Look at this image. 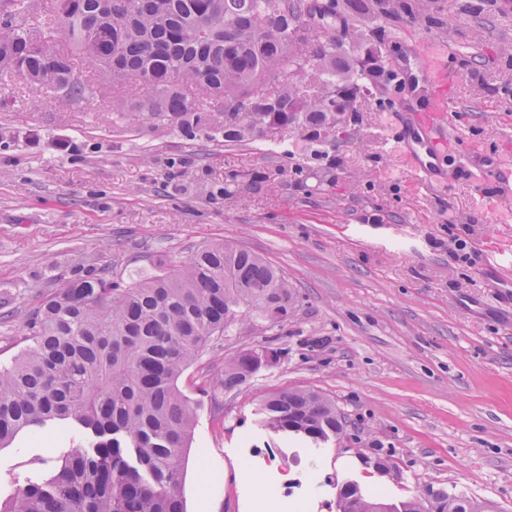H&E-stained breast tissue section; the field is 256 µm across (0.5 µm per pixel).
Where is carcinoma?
Listing matches in <instances>:
<instances>
[{
	"instance_id": "cac0c4a2",
	"label": "carcinoma",
	"mask_w": 512,
	"mask_h": 512,
	"mask_svg": "<svg viewBox=\"0 0 512 512\" xmlns=\"http://www.w3.org/2000/svg\"><path fill=\"white\" fill-rule=\"evenodd\" d=\"M437 0H345L346 28L359 41L371 24L403 12L441 22ZM60 23L98 66L106 85L140 78L147 101L126 113L137 123L177 126L194 138L210 124L224 142H271L276 127L314 139L353 111L363 83L386 87L382 47L360 67L341 54L336 11L323 0H56ZM0 69L80 103L85 85L70 60L27 32L0 36ZM222 101L210 119L186 89ZM126 282L100 268L42 297L25 320L20 350L0 366V450L35 429L73 431L80 445L38 481L0 496V512H186V454L198 406L178 386L186 369L234 321L246 301L272 321L288 314V280L266 259L226 241L198 247L171 266ZM278 351L241 352L216 388L232 389ZM263 424L314 441L338 436L345 417L327 395L288 388L261 403ZM398 512H492L426 490Z\"/></svg>"
}]
</instances>
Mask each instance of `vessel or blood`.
Instances as JSON below:
<instances>
[{
    "mask_svg": "<svg viewBox=\"0 0 512 512\" xmlns=\"http://www.w3.org/2000/svg\"><path fill=\"white\" fill-rule=\"evenodd\" d=\"M460 49L440 41L409 43L407 52L393 61L398 88L421 98L417 107L399 108L394 116L391 138L396 150L422 181L442 188L456 176L466 175L479 187L497 188L499 196L512 194V169L498 159L465 145L451 113L448 90L455 79L448 60Z\"/></svg>",
    "mask_w": 512,
    "mask_h": 512,
    "instance_id": "vessel-or-blood-1",
    "label": "vessel or blood"
}]
</instances>
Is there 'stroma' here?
I'll return each mask as SVG.
<instances>
[{
  "label": "stroma",
  "mask_w": 512,
  "mask_h": 512,
  "mask_svg": "<svg viewBox=\"0 0 512 512\" xmlns=\"http://www.w3.org/2000/svg\"><path fill=\"white\" fill-rule=\"evenodd\" d=\"M444 24L405 19L392 39L447 40L470 52L451 95L461 134L512 167V17L500 0L477 14L446 0ZM35 30L70 54L82 106L47 85L0 72V349L13 353L42 295L102 266L131 280L161 257L229 241L288 280V314L241 309L182 376L199 403L185 462L187 512H338L346 483L385 501L426 488L512 512V214L494 190L456 179L434 193L396 153L385 126L393 88H370L328 138L290 130L279 143L189 139L171 126L129 125L54 10L0 11V32ZM465 237L466 251L452 239ZM274 348L279 360L232 390H211L224 362ZM312 388L333 397L338 440L260 425L265 395ZM77 434H24L0 450V492L40 478Z\"/></svg>",
  "instance_id": "1"
}]
</instances>
